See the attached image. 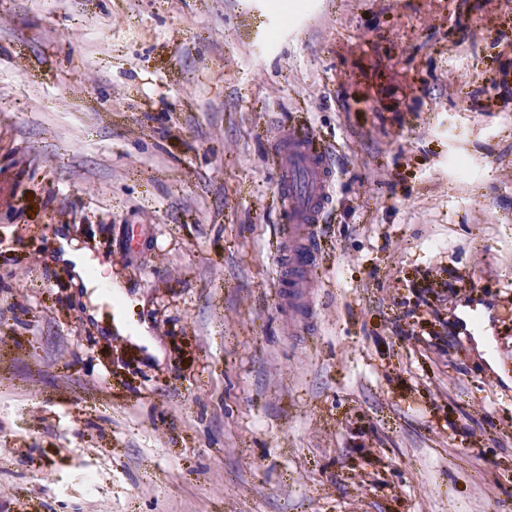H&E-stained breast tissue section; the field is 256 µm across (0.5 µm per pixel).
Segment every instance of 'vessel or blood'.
Listing matches in <instances>:
<instances>
[{
  "label": "vessel or blood",
  "mask_w": 512,
  "mask_h": 512,
  "mask_svg": "<svg viewBox=\"0 0 512 512\" xmlns=\"http://www.w3.org/2000/svg\"><path fill=\"white\" fill-rule=\"evenodd\" d=\"M271 152L278 164L282 218L292 239L301 244L283 260L279 271L281 281L296 297L305 288L314 265V252L308 243L326 208L333 170L308 130L278 134L271 143Z\"/></svg>",
  "instance_id": "vessel-or-blood-1"
}]
</instances>
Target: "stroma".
I'll return each mask as SVG.
<instances>
[{
	"mask_svg": "<svg viewBox=\"0 0 512 512\" xmlns=\"http://www.w3.org/2000/svg\"><path fill=\"white\" fill-rule=\"evenodd\" d=\"M0 512H512V0H0ZM271 152L277 160L278 190L283 202L282 218L296 242L306 247L294 250L283 260L279 280L290 288L295 300L306 287L308 274L314 265V252L310 248L313 224L321 222L333 182V170L323 150L309 131L289 129L278 134L271 142ZM64 252L61 258L66 261L73 263V270L78 275L79 286L81 288L91 289L98 288L103 290V293L112 299V281L109 277L103 275L101 268L92 269L89 266L94 264L87 256H85L81 250L74 249L75 244L70 243L68 245L63 241ZM92 270V275L88 274V271Z\"/></svg>",
	"mask_w": 512,
	"mask_h": 512,
	"instance_id": "1",
	"label": "stroma"
}]
</instances>
